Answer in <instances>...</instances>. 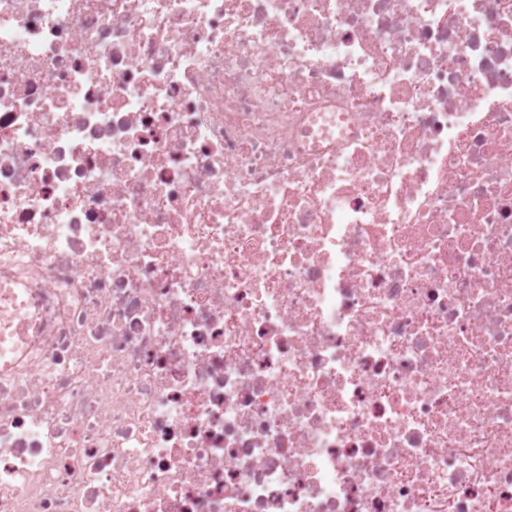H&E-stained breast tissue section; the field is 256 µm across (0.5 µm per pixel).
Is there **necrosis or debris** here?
Masks as SVG:
<instances>
[{
	"mask_svg": "<svg viewBox=\"0 0 512 512\" xmlns=\"http://www.w3.org/2000/svg\"><path fill=\"white\" fill-rule=\"evenodd\" d=\"M0 512H512V0H0Z\"/></svg>",
	"mask_w": 512,
	"mask_h": 512,
	"instance_id": "4bbe7bcc",
	"label": "necrosis or debris"
}]
</instances>
